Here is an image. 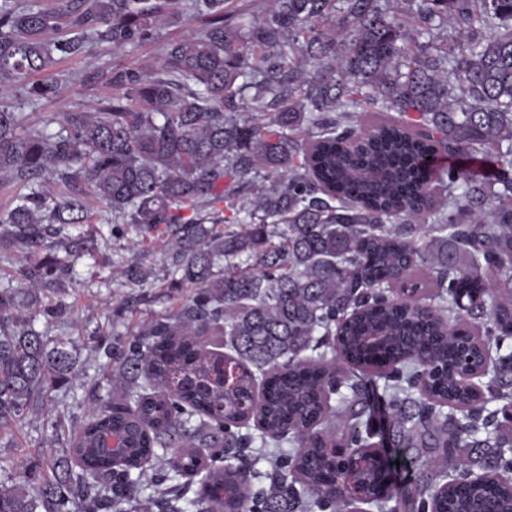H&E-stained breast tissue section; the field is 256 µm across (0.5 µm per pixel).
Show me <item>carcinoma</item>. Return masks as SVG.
Listing matches in <instances>:
<instances>
[{"mask_svg":"<svg viewBox=\"0 0 512 512\" xmlns=\"http://www.w3.org/2000/svg\"><path fill=\"white\" fill-rule=\"evenodd\" d=\"M227 2L0 0V89L31 103L59 94L34 76L93 42L203 19L157 67H113L112 95L54 132L0 104V184L28 189L0 213V248L65 251L23 281L71 277L89 248L67 228L90 222L91 196L113 236L165 228L171 287L190 289L131 336L89 337L112 393L44 474L0 487V512H357L337 482L356 457L379 512H512L496 481L512 474V0H409L405 19L397 0H266L246 27ZM429 150L460 160L438 198ZM117 274L139 288L151 271ZM483 351L476 400L458 369ZM382 369L384 436L368 398ZM81 376L0 290V430ZM476 465L486 482H467Z\"/></svg>","mask_w":512,"mask_h":512,"instance_id":"carcinoma-1","label":"carcinoma"}]
</instances>
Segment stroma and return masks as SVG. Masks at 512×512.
<instances>
[{
	"label": "stroma",
	"instance_id": "obj_1",
	"mask_svg": "<svg viewBox=\"0 0 512 512\" xmlns=\"http://www.w3.org/2000/svg\"><path fill=\"white\" fill-rule=\"evenodd\" d=\"M197 21L188 26H170L158 30L153 40L134 48L116 49L105 43L91 44L84 55L64 60L56 67L62 78L60 94L51 101L24 103L30 126L41 128L58 121L61 114L75 106H92L111 95L103 74L113 66L148 69L160 59L164 43L180 38L188 29L197 28ZM92 222L80 225V232L96 230V249L75 260L74 272L65 288L35 289L23 283L18 268L25 261L21 248L0 249V288L15 291L19 314L33 317V327L49 340H61L84 370L81 381L52 393L50 402L35 405L23 421L0 435V484H10L20 464L41 465L44 458L63 453L75 427L90 415L91 389L104 382L105 376L90 348L89 337L127 336L137 331L143 321L165 313L184 300L187 291L170 285L164 261V237L161 232L147 236L128 233L122 237L108 234L109 212L100 204L92 206ZM134 263L151 269L152 274L139 294L142 301L137 311L124 308L130 295L123 279L116 276L114 265ZM64 301L68 312L61 319L46 321L38 316L40 306Z\"/></svg>",
	"mask_w": 512,
	"mask_h": 512
}]
</instances>
